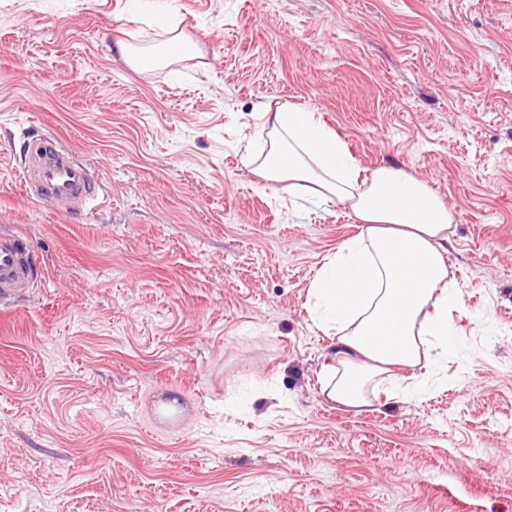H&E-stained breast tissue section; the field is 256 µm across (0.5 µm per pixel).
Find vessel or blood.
I'll return each mask as SVG.
<instances>
[{
    "label": "vessel or blood",
    "mask_w": 512,
    "mask_h": 512,
    "mask_svg": "<svg viewBox=\"0 0 512 512\" xmlns=\"http://www.w3.org/2000/svg\"><path fill=\"white\" fill-rule=\"evenodd\" d=\"M29 164L22 180L27 195L67 212L95 196L97 184L92 174L74 162L58 140L44 136L28 141ZM21 242L12 235H0V294L24 287L28 268Z\"/></svg>",
    "instance_id": "b4317fda"
}]
</instances>
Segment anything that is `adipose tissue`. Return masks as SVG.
Returning a JSON list of instances; mask_svg holds the SVG:
<instances>
[{"label": "adipose tissue", "instance_id": "1", "mask_svg": "<svg viewBox=\"0 0 512 512\" xmlns=\"http://www.w3.org/2000/svg\"><path fill=\"white\" fill-rule=\"evenodd\" d=\"M267 140L246 148L244 165L269 183H287L312 204L347 205L355 237L328 257L308 286L313 321L333 340L334 367L323 386L337 404L367 406L366 387L421 356L447 354L448 313L459 303L445 259L454 215L425 183L392 166L362 175L346 143L317 113L263 105ZM398 187L399 200L387 190Z\"/></svg>", "mask_w": 512, "mask_h": 512}]
</instances>
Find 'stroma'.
<instances>
[{"instance_id":"obj_1","label":"stroma","mask_w":512,"mask_h":512,"mask_svg":"<svg viewBox=\"0 0 512 512\" xmlns=\"http://www.w3.org/2000/svg\"><path fill=\"white\" fill-rule=\"evenodd\" d=\"M196 51L148 72L109 46ZM320 113L360 168L454 214L460 300L426 394L354 409L307 311L356 233L242 162L264 102ZM51 135L100 184L20 190ZM0 512H512V0H0ZM24 248L13 235H0V294L28 283V267L23 260Z\"/></svg>"}]
</instances>
